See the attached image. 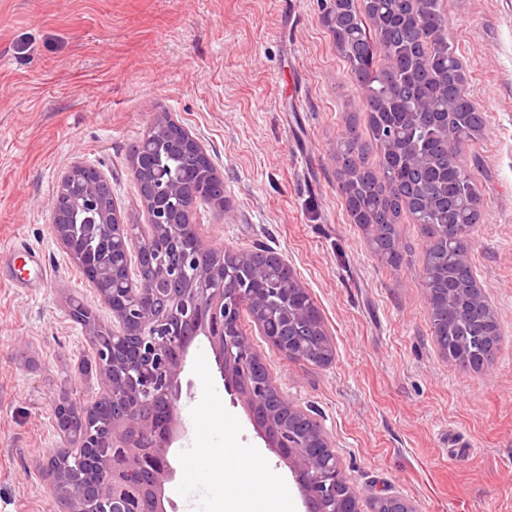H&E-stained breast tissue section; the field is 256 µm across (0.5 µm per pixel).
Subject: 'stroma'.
Masks as SVG:
<instances>
[{
	"mask_svg": "<svg viewBox=\"0 0 512 512\" xmlns=\"http://www.w3.org/2000/svg\"><path fill=\"white\" fill-rule=\"evenodd\" d=\"M467 88L489 121L462 163L484 196L471 253L501 332L480 372L439 349L422 285L425 240L398 224L406 260L371 252L336 175V143L365 102L318 0H0V512H59L42 464L59 442L62 396L96 393L95 351L67 303L101 305L52 232L51 199L80 162L100 169L121 210L142 203L129 149L169 113L198 137L224 180V205L197 208L209 245L270 249L323 318L335 349L318 367L287 359L250 317L242 326L276 384L313 409L361 502L399 493L419 512H512V0H442ZM43 280L16 287V248ZM178 410L189 428L172 463L167 512L221 474V512H247L252 448L292 512L287 464L225 389L205 337L192 344ZM213 448L191 471L183 449Z\"/></svg>",
	"mask_w": 512,
	"mask_h": 512,
	"instance_id": "obj_1",
	"label": "stroma"
}]
</instances>
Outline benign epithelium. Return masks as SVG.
Segmentation results:
<instances>
[{
  "label": "benign epithelium",
  "mask_w": 512,
  "mask_h": 512,
  "mask_svg": "<svg viewBox=\"0 0 512 512\" xmlns=\"http://www.w3.org/2000/svg\"><path fill=\"white\" fill-rule=\"evenodd\" d=\"M180 155L195 157L199 167H208L206 177L219 178L201 141L159 112L130 168L135 174L140 165ZM103 183L108 180L98 169L75 164L61 176L51 200L58 243L112 312V323L105 325L84 302L68 305L70 317L93 341L100 388L80 403L63 399L54 409L60 444L43 472L51 487L62 488L63 512H95L102 501L112 503V512H164L165 485L176 470L170 462L158 464L149 449L168 455L187 433L177 402L189 348L200 335L215 353L226 390L248 407L266 445L288 459L306 512H417L396 494L376 496L364 510L347 477L324 478L338 458L321 422L283 394L248 338L232 331L246 309L282 353L301 359L310 341L331 348L323 324L298 304L299 290L281 287L279 275L288 263L277 256L263 266L248 264L249 279L242 282L219 258L207 264L181 253L190 235L210 249L196 231L192 185L171 178L150 188L142 210L125 213L113 198L102 196ZM78 213L99 229L89 256L78 254L70 224ZM75 454L86 476L103 472L109 480L92 490L66 481L57 460Z\"/></svg>",
  "instance_id": "obj_1"
}]
</instances>
